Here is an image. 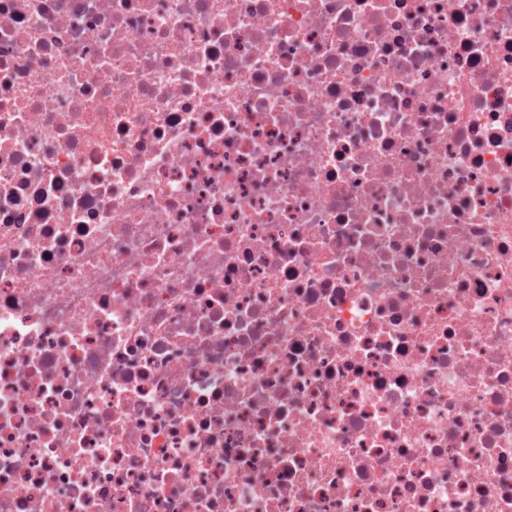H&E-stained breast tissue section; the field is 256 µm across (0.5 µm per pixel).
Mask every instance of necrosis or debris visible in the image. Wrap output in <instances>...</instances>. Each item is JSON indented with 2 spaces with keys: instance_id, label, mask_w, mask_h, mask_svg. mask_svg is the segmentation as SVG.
<instances>
[{
  "instance_id": "4bbe7bcc",
  "label": "necrosis or debris",
  "mask_w": 512,
  "mask_h": 512,
  "mask_svg": "<svg viewBox=\"0 0 512 512\" xmlns=\"http://www.w3.org/2000/svg\"><path fill=\"white\" fill-rule=\"evenodd\" d=\"M0 512H512V0H0Z\"/></svg>"
}]
</instances>
